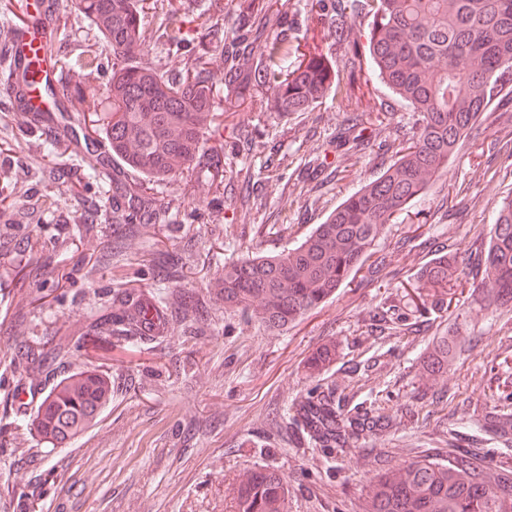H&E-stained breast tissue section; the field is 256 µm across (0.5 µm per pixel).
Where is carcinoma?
Returning a JSON list of instances; mask_svg holds the SVG:
<instances>
[{"instance_id": "1", "label": "carcinoma", "mask_w": 512, "mask_h": 512, "mask_svg": "<svg viewBox=\"0 0 512 512\" xmlns=\"http://www.w3.org/2000/svg\"><path fill=\"white\" fill-rule=\"evenodd\" d=\"M81 4L114 59L107 86L111 111L90 113L88 127L97 137H82L89 148L105 140L112 159L142 178L127 184L117 171L108 174L97 166L87 173L115 186L110 221L82 227L84 233L96 231L103 243V258L81 267L87 279L97 274L101 260H124L127 241L145 221L166 226L169 204L151 194L153 186L190 167L211 183L224 184V165L204 150L208 139L224 138V121L211 112L220 89L247 86L255 77L272 90L277 111L288 115L312 111L332 88L346 99L356 96L366 73L380 78L417 114L418 132L401 148L399 159L337 206L296 247L224 263V274L210 285L214 299L255 312L269 329L288 328L353 280L384 226L426 192L492 100L512 84V0H306L310 11L335 17L336 44L347 48L351 62L345 83L319 47L298 42L285 51L282 42L263 39L270 21L268 0H236L240 24L229 43L199 45L173 84L135 62L147 35L145 0ZM216 54L224 57L220 74L210 68ZM364 142L357 123L335 137L337 148H358ZM150 256L158 267L157 291L117 289L119 307L92 323L85 336L134 344L148 328H167L174 310L184 321L197 319L196 306L167 291L187 277L190 260L171 255L158 240ZM462 280L455 262L440 256L417 273L407 305L419 311L423 288L434 306L447 310ZM480 291L491 304L512 306V194L501 201L489 231ZM381 320L405 332L411 326L396 304L383 310ZM459 341L446 334L434 337L420 377L432 383L450 370L459 357ZM42 355L29 347L19 361L37 383L42 382L37 366ZM334 361L336 344L328 342L308 356L305 368L315 376ZM348 398L345 387L316 384L292 405L291 431L313 448L347 454L392 428L391 410L365 400L349 408ZM111 401L112 376L83 369L48 390L30 426L46 445L70 444L98 422ZM472 424L512 438L507 409L493 408ZM461 439L466 445L456 448L446 464L424 458L377 474L367 489L366 512H512V465H486L484 449L465 435ZM287 493L278 473L256 470L238 484L235 512H283Z\"/></svg>"}]
</instances>
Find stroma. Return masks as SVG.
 Returning <instances> with one entry per match:
<instances>
[{"label": "stroma", "instance_id": "stroma-1", "mask_svg": "<svg viewBox=\"0 0 512 512\" xmlns=\"http://www.w3.org/2000/svg\"><path fill=\"white\" fill-rule=\"evenodd\" d=\"M304 4L271 0L268 36H276L280 22L288 21L300 39L321 37L331 68L347 77V60L333 38V17L316 20ZM55 8L60 56L74 61L92 49L103 62L91 75L74 65L64 68L63 78L81 85L87 96L101 97L111 52L79 0H55ZM145 26L150 36L138 63L175 81L198 41L231 34L237 16L231 0H187L178 16L149 10ZM269 96L256 87L243 91L233 112L225 111L223 95L213 100L232 132L220 151L223 192L188 171L161 184L160 198L171 203L167 248L202 268L177 289L198 299L205 312L191 335L176 327L143 336L133 346L104 339L94 343L83 332L111 309L120 285L154 289L153 226L141 227L122 264L85 280L78 269L101 244L81 237L79 221L105 222L112 202L111 186L88 176L95 154L69 150L48 156L39 135L17 123L0 127V139L13 145L10 155H0V182L15 188V203L6 210L12 237H0V512H233L240 480L259 469L276 471L287 481L284 512H364L365 489L381 467L397 468L421 457L447 462L450 439L467 417L497 405L489 370L494 356L512 346V309L487 305L472 290L483 276L478 259L491 218L512 193V171L501 150L512 138V92L492 101L447 169L406 215L385 226L375 254L387 257L388 265L379 269L374 259L367 260L351 283L285 330L266 328L252 313L216 303L209 279L225 262L248 253L294 247L345 198L392 165L416 126L414 113L376 82L352 99L332 94L314 111L287 117L270 111ZM383 101L390 114L373 126L368 149L329 148V139L350 115L377 112ZM316 149L336 171L320 186L295 173L301 151ZM242 168L252 174L259 208L240 205L244 188L236 173ZM30 238L44 241V249L29 250ZM444 251L468 281L455 312L430 307L415 314V332L368 335L370 317L401 300L417 271ZM47 259L74 268L73 280L59 285L39 277L20 288L13 285L17 265L36 267ZM39 296L44 307L32 308L31 299ZM453 326L471 342L439 378L443 400L418 419H397L385 437L344 457L291 435L289 408L315 384L304 361L323 343L335 342L339 351L326 381L342 387L360 382L361 400L390 393L397 409L423 388L419 364L433 336ZM58 342L68 354L46 366L38 393L81 366L111 374L112 401L77 441L53 449L26 427L33 406H15L13 396L30 383L18 367L25 345L49 348Z\"/></svg>", "mask_w": 512, "mask_h": 512}]
</instances>
